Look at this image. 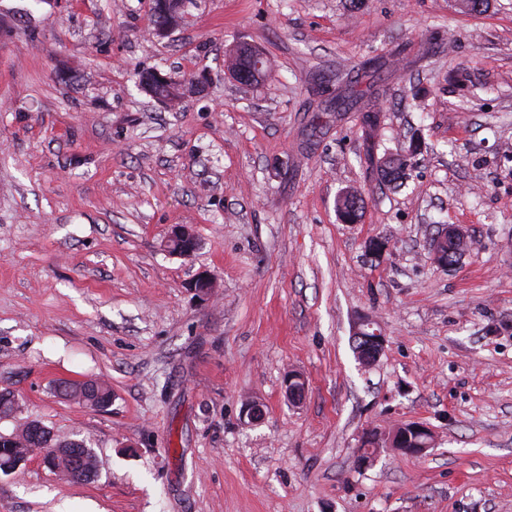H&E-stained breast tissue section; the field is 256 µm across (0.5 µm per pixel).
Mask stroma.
Listing matches in <instances>:
<instances>
[{
    "instance_id": "35a3bbf8",
    "label": "stroma",
    "mask_w": 512,
    "mask_h": 512,
    "mask_svg": "<svg viewBox=\"0 0 512 512\" xmlns=\"http://www.w3.org/2000/svg\"><path fill=\"white\" fill-rule=\"evenodd\" d=\"M152 6L0 0V433L35 420L98 461L0 473V512H512V0H185L162 37ZM241 41L259 85L224 68ZM377 56L381 150L422 143L400 187L360 113L322 109L321 77L346 88ZM146 68L201 90L170 110ZM442 222L474 240L448 271ZM177 224L192 255L166 249ZM367 319L386 346L364 369ZM86 380L107 409L59 391ZM410 421L434 448L360 465L364 433ZM364 201L357 190L352 188L342 191L336 198V211L348 224H355L363 209ZM69 383L71 387L79 389L81 395L95 405L105 406L109 405L112 399V392L110 388L104 383L86 381V382H63ZM62 383V384H63ZM61 384V385H62ZM60 385V387H61Z\"/></svg>"
}]
</instances>
